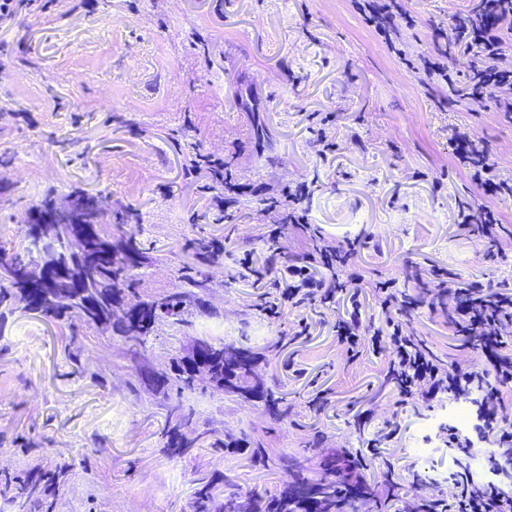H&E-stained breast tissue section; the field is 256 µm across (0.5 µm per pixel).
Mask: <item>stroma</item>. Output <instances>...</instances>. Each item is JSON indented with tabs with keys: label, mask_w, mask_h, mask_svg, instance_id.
Returning <instances> with one entry per match:
<instances>
[{
	"label": "stroma",
	"mask_w": 512,
	"mask_h": 512,
	"mask_svg": "<svg viewBox=\"0 0 512 512\" xmlns=\"http://www.w3.org/2000/svg\"><path fill=\"white\" fill-rule=\"evenodd\" d=\"M472 4L403 0L414 23L397 21L387 37L363 0H57L48 14L33 0L0 20V245L25 249L33 208L82 190L99 196L114 235L136 236L146 252L128 302L180 288L201 242L224 239L229 251L206 276L210 312L164 323L143 345L67 319L17 311L1 321L0 475L61 467L47 492L53 512H193L196 489L223 475L244 493L279 490L275 466L225 447L246 432L270 456L314 469L317 448L361 454L377 512L401 493L422 495L425 482L450 493L446 476L463 468L488 479L484 445L462 457L447 444L448 425L474 423L468 402L398 405L383 387L386 357L366 348L353 359L337 344L336 308L290 309L270 324L238 263L246 251L265 259L261 228L275 214L264 201L307 182L310 223L365 244L359 300L371 329L386 326L373 285L403 262L512 282V198L484 195L448 144L453 128H472L493 147L495 175L512 181V115L445 104L448 88L406 65ZM317 112L336 115L323 129L336 152H321ZM196 149L224 158L249 193L211 207L198 190L208 174L191 170ZM484 206L508 229L492 265L461 226ZM303 318L310 333L293 338ZM412 329L442 360H464L445 313L422 308ZM203 338L259 349L288 420L221 392L188 394L200 440L173 458L161 434L170 399L146 373ZM354 404L371 409L365 424H354ZM394 419L401 433L385 439Z\"/></svg>",
	"instance_id": "35a3bbf8"
}]
</instances>
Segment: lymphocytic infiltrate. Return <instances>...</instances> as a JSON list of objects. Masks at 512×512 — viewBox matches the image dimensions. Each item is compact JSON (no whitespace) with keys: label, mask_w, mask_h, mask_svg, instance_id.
<instances>
[{"label":"lymphocytic infiltrate","mask_w":512,"mask_h":512,"mask_svg":"<svg viewBox=\"0 0 512 512\" xmlns=\"http://www.w3.org/2000/svg\"><path fill=\"white\" fill-rule=\"evenodd\" d=\"M504 24L491 20L489 26L455 27L450 38L464 46L483 81L475 93L481 101L496 100L503 110L512 109V67L504 66L507 50L498 34ZM304 185L285 187L271 208L281 209L283 218L266 225L263 239L273 254H280V243L289 225H308L304 206ZM360 248L359 240L333 243L321 241L311 253L302 255L280 275L271 267L254 268L249 258L240 264L249 277L274 289V296L258 306L269 323H279L285 307L332 306L347 291L346 282H329L328 274L351 267ZM410 277L409 266H401L391 277L378 281L379 305L386 318L384 330L368 329L359 309L339 318L333 327L336 340L349 356H357L363 347L386 353L385 378L400 404L418 402L432 405L444 396L471 397L476 408L478 436L492 441L485 464L498 471L512 461V409L504 401L505 390L512 388V353L508 352L505 333L512 328V284L489 278L460 281L445 267L431 268L423 281L425 290L439 301H449L448 326L460 342L467 365L448 363L436 355L410 331L418 300L400 292L398 285ZM452 493L447 498L423 499L420 512H512V492L494 482H475L469 472L449 475Z\"/></svg>","instance_id":"1"}]
</instances>
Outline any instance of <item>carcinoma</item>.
<instances>
[{
    "instance_id": "carcinoma-1",
    "label": "carcinoma",
    "mask_w": 512,
    "mask_h": 512,
    "mask_svg": "<svg viewBox=\"0 0 512 512\" xmlns=\"http://www.w3.org/2000/svg\"><path fill=\"white\" fill-rule=\"evenodd\" d=\"M76 201L81 213L68 224L55 225L54 232L65 240L68 252L62 260L72 266L68 278L78 301L69 308L45 304L42 314L75 320L99 330L102 329L101 318L111 319L123 335L141 345L147 342L158 323L186 321L190 311L185 307L181 291L139 302L141 310L136 318L123 316L128 287L137 276V270L145 265L141 252L131 241L124 246L112 242V220L94 208L91 198L82 194ZM32 260L34 256L25 251L0 246V318L13 313L17 302L38 296V289L27 287L18 277L22 262ZM203 344L205 353L197 366H192L189 358H175L164 370L151 373L158 386L176 396L170 414L177 418V423L165 432L166 448L172 457L182 455L195 444V439L181 431L182 397L186 392L199 389L193 370L216 371L227 381L224 386L227 396L276 404L273 392L266 388L257 396L240 390V382L256 375L255 357L248 348L222 338L205 339ZM278 465L284 470L285 481L277 494L269 497L245 494L232 481L226 480L224 495L219 498L213 487L205 484L196 491V512H350L353 496L347 490L344 472L364 467L366 461L344 456L334 458L322 473L301 469L291 457L279 458ZM0 497L21 500L25 512L51 509V505L36 495L35 487L21 485L8 475L0 478Z\"/></svg>"
}]
</instances>
